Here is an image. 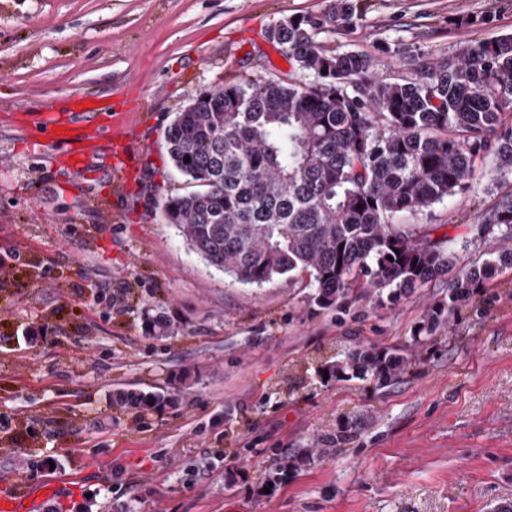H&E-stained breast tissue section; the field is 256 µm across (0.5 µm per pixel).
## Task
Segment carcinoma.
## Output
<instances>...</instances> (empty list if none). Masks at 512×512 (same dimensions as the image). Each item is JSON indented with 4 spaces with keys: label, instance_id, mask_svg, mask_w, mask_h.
<instances>
[{
    "label": "carcinoma",
    "instance_id": "cac0c4a2",
    "mask_svg": "<svg viewBox=\"0 0 512 512\" xmlns=\"http://www.w3.org/2000/svg\"><path fill=\"white\" fill-rule=\"evenodd\" d=\"M353 16L352 0H332L321 17L288 18L269 40L312 80L199 91L165 135L173 168L196 187L164 206L190 247L246 283L308 271L321 308L339 306L357 279L391 288L394 302L448 276L455 252L418 241L407 221L463 189L478 156L493 155L494 173L512 177V128H502L512 35L470 40L454 62L418 52L407 71L376 81L371 56L315 41L317 30L347 28ZM484 223L512 239V198ZM511 266L510 250L454 276L426 331ZM403 370L401 355L360 347L331 372L385 387Z\"/></svg>",
    "mask_w": 512,
    "mask_h": 512
}]
</instances>
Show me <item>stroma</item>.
Listing matches in <instances>:
<instances>
[{"label":"stroma","instance_id":"35a3bbf8","mask_svg":"<svg viewBox=\"0 0 512 512\" xmlns=\"http://www.w3.org/2000/svg\"><path fill=\"white\" fill-rule=\"evenodd\" d=\"M327 50L456 59L512 35V0H355ZM331 0H0V489L59 484L50 512H494L512 503V269L435 332L448 279L396 302L349 288L318 307L308 273L238 281L164 214L191 192L164 133L196 92L286 76L267 38ZM80 91L131 115L128 166L108 139L76 167L31 114ZM476 160L466 187L419 214L417 239L460 268L512 240L482 218L512 182ZM118 307H111V296ZM162 315L167 333L149 331ZM400 350L405 373L320 377L351 349ZM161 395L130 408L119 392ZM295 467L275 485L283 457ZM55 471H46V461Z\"/></svg>","mask_w":512,"mask_h":512}]
</instances>
